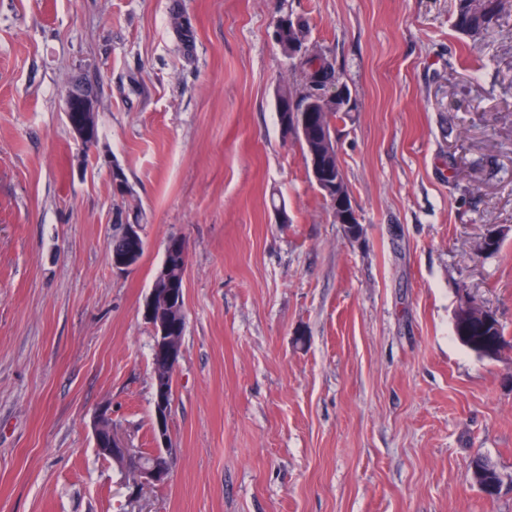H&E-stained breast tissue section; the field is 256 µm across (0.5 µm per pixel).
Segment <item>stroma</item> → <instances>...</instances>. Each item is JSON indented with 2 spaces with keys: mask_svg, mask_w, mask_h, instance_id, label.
<instances>
[{
  "mask_svg": "<svg viewBox=\"0 0 512 512\" xmlns=\"http://www.w3.org/2000/svg\"><path fill=\"white\" fill-rule=\"evenodd\" d=\"M456 4L0 0V512H512V353L454 333L464 288L512 340V8L466 46ZM285 16L348 92L332 137L357 241L279 129L278 90L301 89ZM73 75L97 80L93 153ZM119 214L143 217L126 272ZM172 237V478L134 496L93 422L152 446L144 305ZM65 101H66V113L65 114H66L67 120H68L69 124L71 125L72 130L76 136V139L78 140V142L81 144V146L85 150L95 151L96 150V140L91 134V127L97 125V121H96L97 110L95 108H93V110L90 111L93 113H88L89 107H90V101H87L86 106H85V113H87L89 115V118L84 122V124L76 125L72 119L73 100L67 90L65 91ZM468 472L471 482L487 496L496 495L504 481L503 475L497 468L480 459L470 463Z\"/></svg>",
  "mask_w": 512,
  "mask_h": 512,
  "instance_id": "1",
  "label": "stroma"
}]
</instances>
